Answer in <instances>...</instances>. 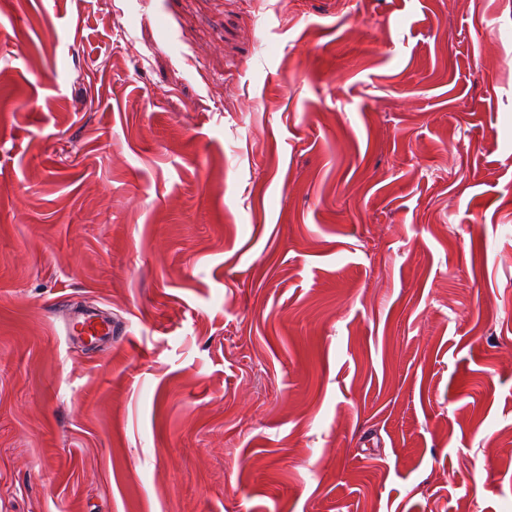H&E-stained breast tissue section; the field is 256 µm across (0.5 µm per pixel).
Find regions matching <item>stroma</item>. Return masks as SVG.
Returning <instances> with one entry per match:
<instances>
[{"instance_id":"obj_1","label":"stroma","mask_w":512,"mask_h":512,"mask_svg":"<svg viewBox=\"0 0 512 512\" xmlns=\"http://www.w3.org/2000/svg\"><path fill=\"white\" fill-rule=\"evenodd\" d=\"M0 512H512V0H0ZM70 331L76 336H108L112 334V325L96 315L82 314L73 319Z\"/></svg>"}]
</instances>
